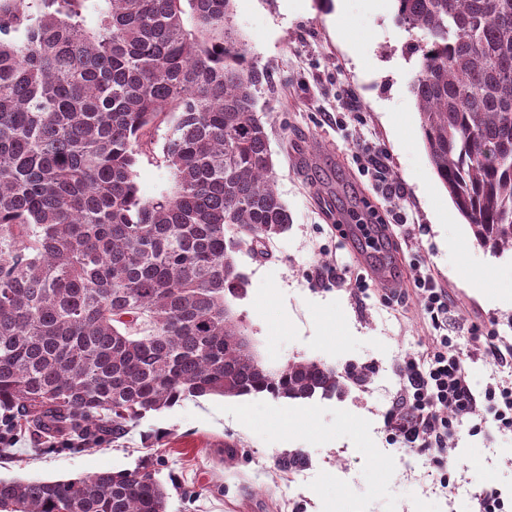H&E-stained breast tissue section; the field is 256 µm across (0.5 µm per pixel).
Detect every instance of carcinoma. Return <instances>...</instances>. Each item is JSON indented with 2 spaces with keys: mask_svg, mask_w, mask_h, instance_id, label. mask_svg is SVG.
I'll use <instances>...</instances> for the list:
<instances>
[{
  "mask_svg": "<svg viewBox=\"0 0 512 512\" xmlns=\"http://www.w3.org/2000/svg\"><path fill=\"white\" fill-rule=\"evenodd\" d=\"M233 0H0V410L36 442L117 441L178 401L331 395L314 361L269 369L226 296L236 255L291 222ZM422 33L430 163L476 241L512 252V0H396ZM166 127L173 180L138 194ZM147 466L0 478V512H168Z\"/></svg>",
  "mask_w": 512,
  "mask_h": 512,
  "instance_id": "obj_1",
  "label": "carcinoma"
}]
</instances>
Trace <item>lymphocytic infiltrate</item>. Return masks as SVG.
<instances>
[{"mask_svg":"<svg viewBox=\"0 0 512 512\" xmlns=\"http://www.w3.org/2000/svg\"><path fill=\"white\" fill-rule=\"evenodd\" d=\"M357 155L362 171L375 181L387 201L392 222L407 224L402 190L388 178L383 151L365 141L359 144ZM412 280L411 297L429 315L433 334L423 351L403 354V384L387 413V427L392 442L404 451L429 452L441 486L452 491L457 484L444 462L449 437L467 421L476 434L487 421L498 430L512 431V378L502 375L512 366V350H502L492 331L472 325L470 357L499 374L482 392H475L462 364L460 345L447 333L448 323L456 315L447 289L432 274L421 270L415 271Z\"/></svg>","mask_w":512,"mask_h":512,"instance_id":"1","label":"lymphocytic infiltrate"}]
</instances>
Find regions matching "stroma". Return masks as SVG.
I'll use <instances>...</instances> for the list:
<instances>
[{
    "label": "stroma",
    "instance_id": "stroma-1",
    "mask_svg": "<svg viewBox=\"0 0 512 512\" xmlns=\"http://www.w3.org/2000/svg\"><path fill=\"white\" fill-rule=\"evenodd\" d=\"M395 12V0H345L340 18L318 0L233 3L250 60L272 75L258 109L271 125L291 224L266 257L239 253L247 285L230 306L266 366L310 360L340 375L366 367L367 379L326 398H188L147 415L118 441L80 450L47 444L36 452L21 434L0 448L1 478L62 480L151 463L169 488V512H469L472 494L486 484L512 493V432L460 429L450 442L459 489L450 495L433 482L427 456L406 467L386 425L401 357L419 351L432 329L416 305L385 303L371 276L375 259L350 231L351 222L387 216L356 160L362 140L386 152L410 221L425 227L414 239L390 227L389 287H410L409 262L419 259L466 316L448 326L460 344L470 320L512 342V252L477 244L433 170L412 93L419 57L411 48L420 34L397 24ZM345 104L353 112L341 127L329 115ZM136 173L144 197L171 187L160 153L141 156ZM338 266L347 285L318 281ZM482 277L499 288H474ZM354 283L365 293H351ZM291 452L305 465L281 469L278 458Z\"/></svg>",
    "mask_w": 512,
    "mask_h": 512
}]
</instances>
